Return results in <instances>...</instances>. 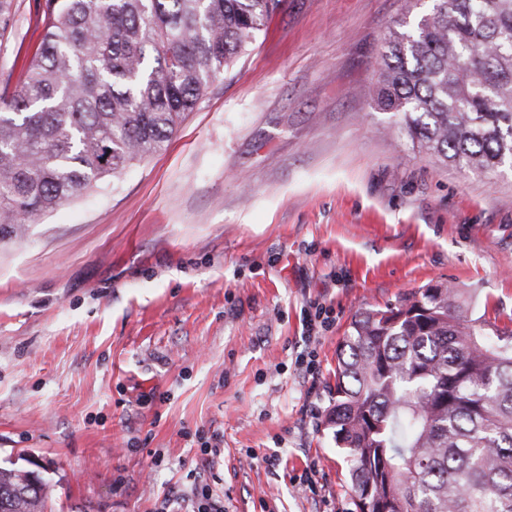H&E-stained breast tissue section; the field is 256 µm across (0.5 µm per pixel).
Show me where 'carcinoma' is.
<instances>
[{
    "label": "carcinoma",
    "mask_w": 512,
    "mask_h": 512,
    "mask_svg": "<svg viewBox=\"0 0 512 512\" xmlns=\"http://www.w3.org/2000/svg\"><path fill=\"white\" fill-rule=\"evenodd\" d=\"M15 0H0V41ZM282 0H42L23 83L0 86V239L163 149ZM389 27L377 107L438 162L512 164V0H431ZM457 289L361 310L336 349L324 424L359 512H512V334H485ZM53 485L0 466V512H45Z\"/></svg>",
    "instance_id": "cac0c4a2"
}]
</instances>
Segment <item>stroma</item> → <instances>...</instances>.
Segmentation results:
<instances>
[{
    "label": "stroma",
    "instance_id": "obj_1",
    "mask_svg": "<svg viewBox=\"0 0 512 512\" xmlns=\"http://www.w3.org/2000/svg\"><path fill=\"white\" fill-rule=\"evenodd\" d=\"M402 7L283 0L165 150L0 241V465L43 464L47 512H166L196 432L225 512H356L323 424L353 314L444 284L512 329V170L439 164L374 104ZM38 41L15 0L0 72Z\"/></svg>",
    "mask_w": 512,
    "mask_h": 512
}]
</instances>
